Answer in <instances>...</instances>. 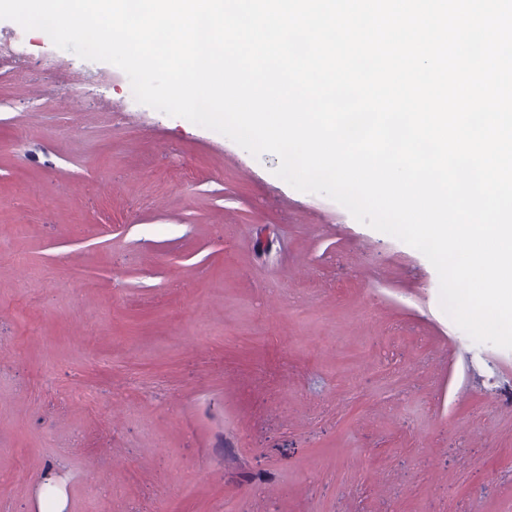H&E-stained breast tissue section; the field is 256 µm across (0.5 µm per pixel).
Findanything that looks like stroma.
<instances>
[{
    "label": "stroma",
    "mask_w": 512,
    "mask_h": 512,
    "mask_svg": "<svg viewBox=\"0 0 512 512\" xmlns=\"http://www.w3.org/2000/svg\"><path fill=\"white\" fill-rule=\"evenodd\" d=\"M278 165L0 19V512H512V350Z\"/></svg>",
    "instance_id": "stroma-1"
}]
</instances>
